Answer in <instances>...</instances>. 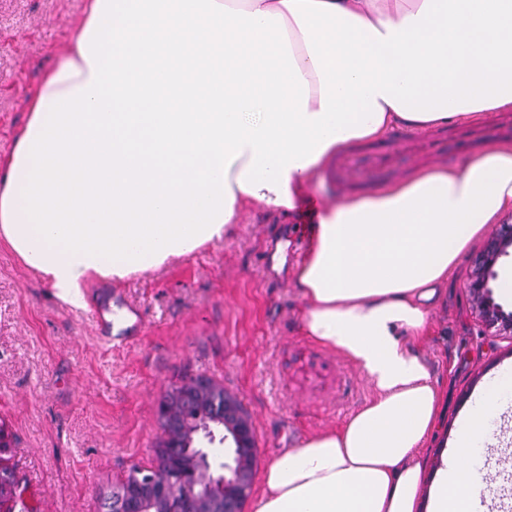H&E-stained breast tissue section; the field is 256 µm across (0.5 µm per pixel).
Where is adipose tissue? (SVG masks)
Masks as SVG:
<instances>
[{"label":"adipose tissue","instance_id":"ef3b65f1","mask_svg":"<svg viewBox=\"0 0 512 512\" xmlns=\"http://www.w3.org/2000/svg\"><path fill=\"white\" fill-rule=\"evenodd\" d=\"M512 109V0H85L0 159V238L73 307L294 210L347 144ZM512 216V143L326 208L294 272L303 327L376 397L268 466L256 512H485L471 459L497 444L512 370L429 460L442 394L401 344L448 272Z\"/></svg>","mask_w":512,"mask_h":512}]
</instances>
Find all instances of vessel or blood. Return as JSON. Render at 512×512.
Masks as SVG:
<instances>
[{"label":"vessel or blood","mask_w":512,"mask_h":512,"mask_svg":"<svg viewBox=\"0 0 512 512\" xmlns=\"http://www.w3.org/2000/svg\"><path fill=\"white\" fill-rule=\"evenodd\" d=\"M512 138V115L496 114L472 125L457 124L417 136L409 132L392 133L383 146L371 154L345 151L336 158L333 175L337 185L351 180L374 181L385 172L407 167L414 147L424 145L440 156L468 153L476 144ZM96 326L104 340L126 341L143 332L140 311L117 293L104 294L94 312Z\"/></svg>","instance_id":"vessel-or-blood-1"}]
</instances>
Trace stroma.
<instances>
[{"label":"stroma","mask_w":512,"mask_h":512,"mask_svg":"<svg viewBox=\"0 0 512 512\" xmlns=\"http://www.w3.org/2000/svg\"><path fill=\"white\" fill-rule=\"evenodd\" d=\"M83 0H0V155L27 117L28 93L62 56ZM283 214L246 211L232 234L118 284L145 331L106 342L93 311L57 298L0 241V421L29 512H101V497L131 467L149 470L167 433L163 395L197 378L243 407L255 441V512L264 472L284 449L341 426L375 396L363 371L305 336L304 303L292 283L304 253ZM478 248L448 276L430 332L411 347L446 398L426 442L437 455L480 390L512 366V336L492 335L466 287Z\"/></svg>","instance_id":"1"}]
</instances>
